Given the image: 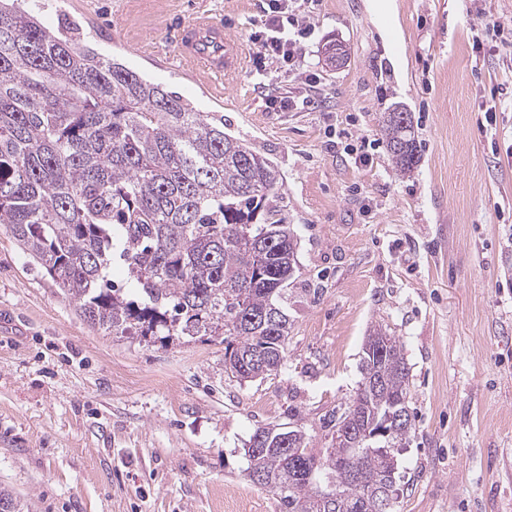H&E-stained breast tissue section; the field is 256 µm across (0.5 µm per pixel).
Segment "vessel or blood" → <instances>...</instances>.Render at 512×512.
Segmentation results:
<instances>
[{"mask_svg": "<svg viewBox=\"0 0 512 512\" xmlns=\"http://www.w3.org/2000/svg\"><path fill=\"white\" fill-rule=\"evenodd\" d=\"M182 64L212 83L233 76L244 64L238 44L224 32L222 21L202 13L180 22L173 31Z\"/></svg>", "mask_w": 512, "mask_h": 512, "instance_id": "b4317fda", "label": "vessel or blood"}]
</instances>
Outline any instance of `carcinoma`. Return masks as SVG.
Here are the masks:
<instances>
[{
	"label": "carcinoma",
	"mask_w": 512,
	"mask_h": 512,
	"mask_svg": "<svg viewBox=\"0 0 512 512\" xmlns=\"http://www.w3.org/2000/svg\"><path fill=\"white\" fill-rule=\"evenodd\" d=\"M382 131L396 171L413 172V125L385 117ZM279 180L224 120L0 0V224L91 328L222 336L225 372L278 371L290 329L280 300L299 270ZM116 259L132 294L112 285ZM362 353L357 391L324 422L327 447L284 423L247 441L260 437L265 450L247 455L245 477L278 493L283 512H383L393 495L399 447L413 432L409 368L381 326ZM349 419L356 436L336 441ZM352 464L357 482L344 477ZM0 512L29 507L0 487Z\"/></svg>",
	"instance_id": "1"
}]
</instances>
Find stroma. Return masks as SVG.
Returning a JSON list of instances; mask_svg holds the SVG:
<instances>
[{"instance_id":"obj_1","label":"stroma","mask_w":512,"mask_h":512,"mask_svg":"<svg viewBox=\"0 0 512 512\" xmlns=\"http://www.w3.org/2000/svg\"><path fill=\"white\" fill-rule=\"evenodd\" d=\"M50 28L224 119L269 158L299 244L283 302L281 370H224L211 336L150 341L91 329L0 224V486L32 512H280L248 482L259 425L321 422L353 396L362 345L383 325L409 368L415 434L399 457L394 512H512V29L483 37L477 8L512 20V0H315L301 61L306 103L273 63L217 91L175 58L171 28L196 9L253 54L266 0H25ZM346 45L341 68L323 46ZM411 112L421 161L408 176L386 148L354 162L350 138L381 140ZM495 107V125L483 126Z\"/></svg>"}]
</instances>
